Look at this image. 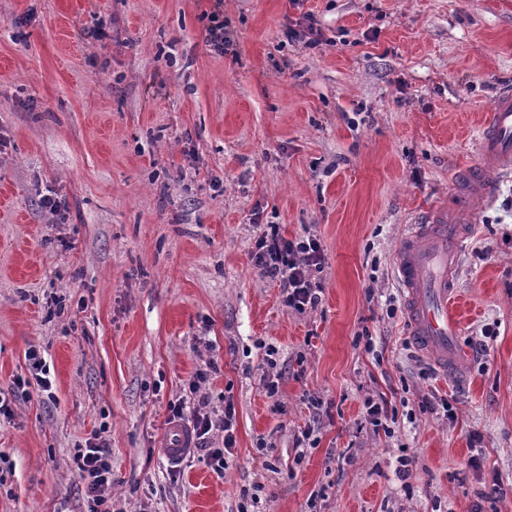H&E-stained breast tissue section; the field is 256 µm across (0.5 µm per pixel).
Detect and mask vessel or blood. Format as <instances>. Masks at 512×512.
<instances>
[{
	"mask_svg": "<svg viewBox=\"0 0 512 512\" xmlns=\"http://www.w3.org/2000/svg\"><path fill=\"white\" fill-rule=\"evenodd\" d=\"M512 170V88L493 102L479 139L477 161L455 174L447 203L428 209L409 225L394 265L408 316V334L445 375H456L462 358L457 345V276L463 247L495 183ZM165 456L181 460L188 438L181 424L165 430Z\"/></svg>",
	"mask_w": 512,
	"mask_h": 512,
	"instance_id": "1",
	"label": "vessel or blood"
}]
</instances>
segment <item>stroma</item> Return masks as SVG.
Here are the masks:
<instances>
[{
  "label": "stroma",
  "mask_w": 512,
  "mask_h": 512,
  "mask_svg": "<svg viewBox=\"0 0 512 512\" xmlns=\"http://www.w3.org/2000/svg\"><path fill=\"white\" fill-rule=\"evenodd\" d=\"M305 14L317 45L283 35ZM504 86L512 0H0V512H86L74 454L95 434L127 512H237L257 485L261 512H471L495 479L508 491L485 512H512V179L462 252L460 379L408 347L394 271ZM268 224L319 237L315 310L289 312L254 265ZM209 360L237 446L223 472L194 449L174 475L168 405ZM432 394L455 421L421 409ZM370 396L396 408L393 436L364 420Z\"/></svg>",
  "instance_id": "stroma-1"
}]
</instances>
